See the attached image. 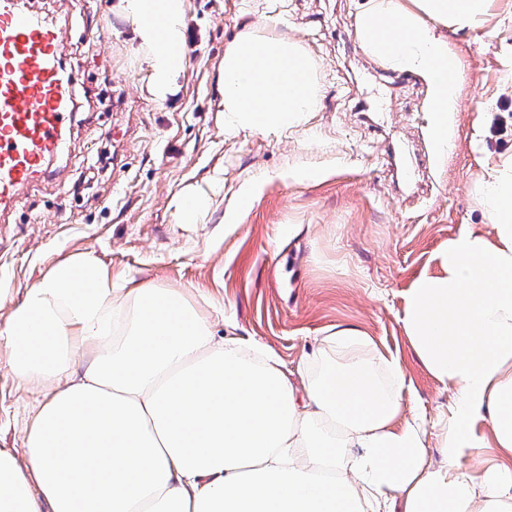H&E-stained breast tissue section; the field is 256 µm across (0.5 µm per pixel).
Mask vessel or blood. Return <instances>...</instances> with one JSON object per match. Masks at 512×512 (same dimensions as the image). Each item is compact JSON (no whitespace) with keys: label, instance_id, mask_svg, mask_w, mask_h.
<instances>
[{"label":"vessel or blood","instance_id":"obj_1","mask_svg":"<svg viewBox=\"0 0 512 512\" xmlns=\"http://www.w3.org/2000/svg\"><path fill=\"white\" fill-rule=\"evenodd\" d=\"M63 37L20 0H0V213L68 144L76 109Z\"/></svg>","mask_w":512,"mask_h":512}]
</instances>
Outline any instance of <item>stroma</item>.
Masks as SVG:
<instances>
[{"label": "stroma", "mask_w": 512, "mask_h": 512, "mask_svg": "<svg viewBox=\"0 0 512 512\" xmlns=\"http://www.w3.org/2000/svg\"><path fill=\"white\" fill-rule=\"evenodd\" d=\"M116 0H27L64 31V67L79 108L71 147L51 178L25 188L0 218V323L55 260L90 251L113 274L183 290L227 329L274 352L297 373L322 332L354 325L397 355L407 376L404 418L422 415L428 460L440 464L436 421L448 391L422 367L400 322L403 292L439 270L450 237L481 227L472 147L484 113L506 129L488 133L492 154L512 150V0H498L482 28L449 34L462 62L451 146L428 137L425 82L373 59L355 31L354 0H280L287 32L318 64V112L298 130L229 136L218 119L217 71L242 10L266 22L265 0H187V68L174 101L158 104L134 78L142 64ZM104 28L99 41L88 35ZM117 159L100 171L99 152ZM417 158L414 180L403 166ZM222 182L212 179L214 169ZM301 170L320 180L302 181ZM198 185L215 203L202 223L177 221L175 196ZM255 186L250 209L225 221L232 196ZM37 393L0 363V448H18Z\"/></svg>", "instance_id": "35a3bbf8"}]
</instances>
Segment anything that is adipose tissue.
Returning a JSON list of instances; mask_svg holds the SVG:
<instances>
[{
	"label": "adipose tissue",
	"mask_w": 512,
	"mask_h": 512,
	"mask_svg": "<svg viewBox=\"0 0 512 512\" xmlns=\"http://www.w3.org/2000/svg\"><path fill=\"white\" fill-rule=\"evenodd\" d=\"M494 0H358L377 60L419 75L438 153L460 62L447 30L475 29ZM187 0H117L165 102L187 66ZM224 129L266 135L319 110L304 45L242 19L218 69ZM475 189L491 232L448 241L441 270L404 293V334L451 392L431 465L421 417L403 419L398 356L330 327L292 381L257 343L215 336L179 290L113 276L91 252L52 264L0 335L40 399L24 448H0V512H512V153L482 156Z\"/></svg>",
	"instance_id": "adipose-tissue-1"
}]
</instances>
